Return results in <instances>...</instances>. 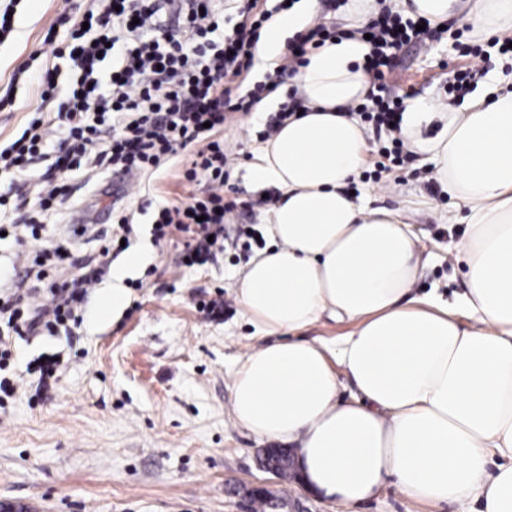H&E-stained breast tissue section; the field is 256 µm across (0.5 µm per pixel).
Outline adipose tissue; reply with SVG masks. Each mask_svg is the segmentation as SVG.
<instances>
[{
	"label": "adipose tissue",
	"mask_w": 512,
	"mask_h": 512,
	"mask_svg": "<svg viewBox=\"0 0 512 512\" xmlns=\"http://www.w3.org/2000/svg\"><path fill=\"white\" fill-rule=\"evenodd\" d=\"M437 24L465 17L474 36L512 32V0H395ZM318 0H296L261 30L256 58L275 71L287 40L311 28ZM369 45L334 38L295 78L305 111L284 120L249 167L279 191L270 246L236 279L242 314L271 341L238 367L236 421L293 445L304 485L355 505L393 481L432 503L476 496L480 512H512V77L489 76L459 108L417 96L401 135L435 161L434 178L467 214L458 253L466 290L446 300L414 286L417 236L398 212L357 202L367 131L351 109L371 78ZM329 319L352 330L336 348L299 339ZM354 385L338 396L335 366ZM503 462L488 473L490 458Z\"/></svg>",
	"instance_id": "obj_1"
}]
</instances>
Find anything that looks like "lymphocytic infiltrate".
Here are the masks:
<instances>
[{
	"label": "lymphocytic infiltrate",
	"instance_id": "1",
	"mask_svg": "<svg viewBox=\"0 0 512 512\" xmlns=\"http://www.w3.org/2000/svg\"><path fill=\"white\" fill-rule=\"evenodd\" d=\"M157 0H88L81 20L58 14L43 43L54 57L66 59L75 81L56 112L36 110L21 137L0 148V174L10 181L0 192V217L9 221L17 241L31 240L22 287L0 295V400L15 397L17 383L4 374L14 360L11 338L41 330L78 337L81 305L98 284L103 265L76 259L69 241L54 250L43 246L47 229L41 217L69 207L67 183L85 169L140 174L158 170L188 146L196 152L183 172L186 181H206V196L183 205L160 207L154 236L185 234L179 256L183 266L206 264L224 248V201L227 157L222 132L232 114L249 111L235 92L253 64L254 47L270 14L260 0H240V21L233 35L224 33L219 0H182L180 22L158 21ZM371 51L367 69L377 93L359 105L361 118L375 130L400 124L401 101L385 97L390 55L418 40L416 21L386 5L365 28ZM110 59L109 74L100 63ZM52 156L38 176L36 202L17 197V178L27 175L35 158ZM70 262L80 270L72 280H51L48 261ZM49 295L46 304L36 296Z\"/></svg>",
	"mask_w": 512,
	"mask_h": 512
}]
</instances>
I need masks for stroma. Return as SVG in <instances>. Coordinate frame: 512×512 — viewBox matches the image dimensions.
I'll return each mask as SVG.
<instances>
[{
    "label": "stroma",
    "mask_w": 512,
    "mask_h": 512,
    "mask_svg": "<svg viewBox=\"0 0 512 512\" xmlns=\"http://www.w3.org/2000/svg\"><path fill=\"white\" fill-rule=\"evenodd\" d=\"M85 0H19L14 30L0 44V144L21 136L32 111H56L57 101L42 102L37 85L12 83L14 71L30 63L34 72L54 71L59 93L74 75L64 60L41 53L43 35L63 11L79 14ZM448 32L421 35L397 50L388 95L407 100L427 96L461 107L448 92L460 63L458 43L473 42L462 18ZM270 115L240 112L224 126L229 175L224 197L237 206L224 217V250L203 266L179 265L183 236L155 241L153 217L163 205L205 195V181H186L185 162L175 158L158 172L113 182L108 173H83L72 184V212L49 215L47 224L65 232L72 215L99 210L103 217L76 249L79 258H98L117 220L113 201L132 219L130 250L144 249V265L123 280L126 306L116 315L101 314L112 286L110 274L89 289L82 304L79 340L65 333L26 335L13 340V370L22 374L16 399L0 414V501L28 512H246L244 489L262 486L287 495L288 512H344L296 482H284L263 470L258 456L267 440L237 424L231 415V384L241 361L263 344L242 316L235 280L255 251L264 249V219L275 203L249 181L254 151ZM389 134H369L367 161L352 191L378 186L374 204L399 211L411 224L420 248L418 291L437 290L453 299L466 288L457 246L464 224L448 223L455 201L433 178L424 156L406 153L400 165L372 173ZM223 300L222 319L201 312V301ZM43 354L60 360L56 386L35 395L25 377L29 360ZM472 497L433 504L408 498L386 484L355 512H479Z\"/></svg>",
    "instance_id": "1"
}]
</instances>
